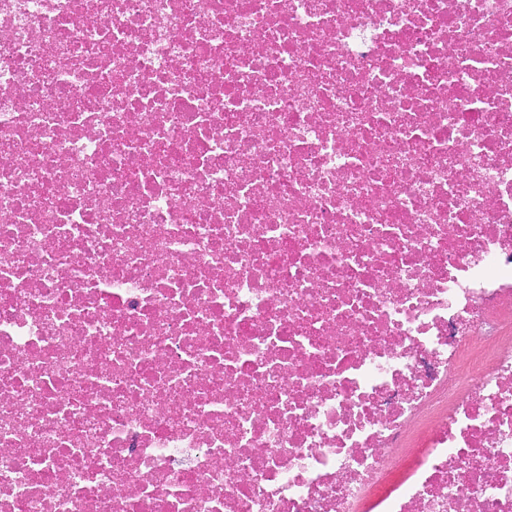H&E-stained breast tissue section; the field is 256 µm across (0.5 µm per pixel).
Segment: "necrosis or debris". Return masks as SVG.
<instances>
[{
  "label": "necrosis or debris",
  "mask_w": 512,
  "mask_h": 512,
  "mask_svg": "<svg viewBox=\"0 0 512 512\" xmlns=\"http://www.w3.org/2000/svg\"><path fill=\"white\" fill-rule=\"evenodd\" d=\"M0 512H512V0H0Z\"/></svg>",
  "instance_id": "obj_1"
}]
</instances>
